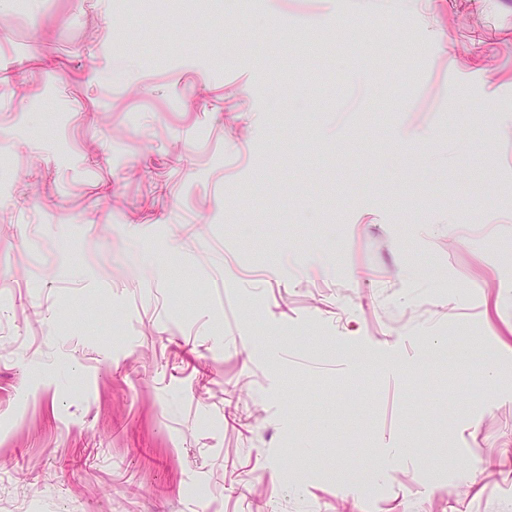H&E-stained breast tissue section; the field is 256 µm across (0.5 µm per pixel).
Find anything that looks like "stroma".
<instances>
[{
  "mask_svg": "<svg viewBox=\"0 0 512 512\" xmlns=\"http://www.w3.org/2000/svg\"><path fill=\"white\" fill-rule=\"evenodd\" d=\"M220 7L0 0V512H512V0Z\"/></svg>",
  "mask_w": 512,
  "mask_h": 512,
  "instance_id": "1",
  "label": "stroma"
}]
</instances>
